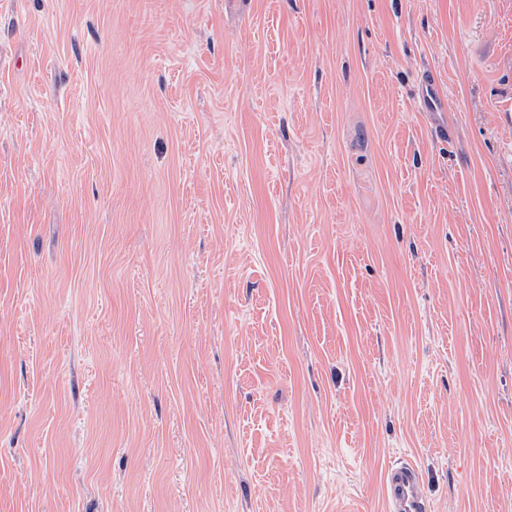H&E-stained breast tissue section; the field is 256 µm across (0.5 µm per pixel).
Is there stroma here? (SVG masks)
Instances as JSON below:
<instances>
[{
    "mask_svg": "<svg viewBox=\"0 0 512 512\" xmlns=\"http://www.w3.org/2000/svg\"><path fill=\"white\" fill-rule=\"evenodd\" d=\"M403 462L512 512V0H0V512Z\"/></svg>",
    "mask_w": 512,
    "mask_h": 512,
    "instance_id": "35a3bbf8",
    "label": "stroma"
}]
</instances>
